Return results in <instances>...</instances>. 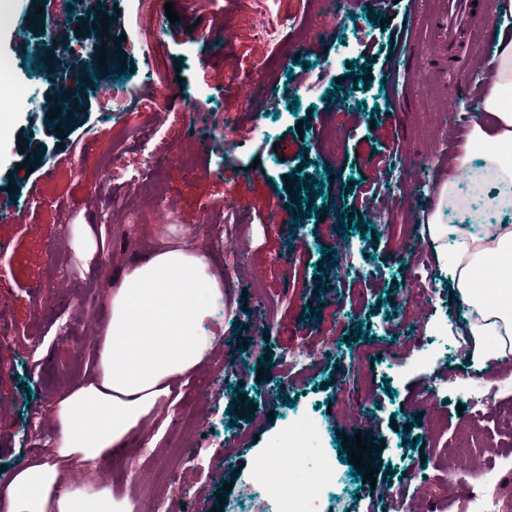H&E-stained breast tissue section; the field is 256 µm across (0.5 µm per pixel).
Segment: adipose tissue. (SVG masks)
Segmentation results:
<instances>
[{
	"instance_id": "ef3b65f1",
	"label": "adipose tissue",
	"mask_w": 512,
	"mask_h": 512,
	"mask_svg": "<svg viewBox=\"0 0 512 512\" xmlns=\"http://www.w3.org/2000/svg\"><path fill=\"white\" fill-rule=\"evenodd\" d=\"M478 111L494 126L474 122L471 138L484 144L498 205H512V40H500L486 96ZM439 262L452 267L457 301L472 320L473 336H494L485 359L512 351V224L486 225L482 235L447 244V231L428 224ZM209 253L169 241L130 266L109 300V318L95 342L94 368L64 390L50 409L54 435L48 452L0 485V512H134L111 486L65 485L70 465L85 466L123 452L129 437L158 418L176 386L206 359L213 343L202 331L223 283L209 271Z\"/></svg>"
}]
</instances>
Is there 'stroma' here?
Returning <instances> with one entry per match:
<instances>
[{"label": "stroma", "mask_w": 512, "mask_h": 512, "mask_svg": "<svg viewBox=\"0 0 512 512\" xmlns=\"http://www.w3.org/2000/svg\"><path fill=\"white\" fill-rule=\"evenodd\" d=\"M312 0H173L178 21L155 13L131 14L126 0H107L106 49L135 101L114 114L93 93L49 119L20 103L0 115V484L50 437L47 411L56 397L85 375L94 338L109 316L108 296L125 270L168 240H191L210 253V271L242 265L258 271L263 286L239 276L225 286V303L212 307L206 330L215 332L209 358L180 389L165 429L146 422L123 455L76 467L71 483L97 480L120 498L139 502L156 471L171 474L162 491L170 512H228L243 496L256 512H276L274 488L257 485L255 465L278 447L289 424L314 430L303 460L327 471L333 483L322 512H375L383 485L401 496L427 495L444 485L429 454L430 435L419 424L421 401L435 383L446 384L436 428L447 455L460 461L471 427L474 398L493 394L495 410L483 428L492 446L487 462L504 471L502 494L512 500V354L483 363L459 357L464 313L450 273L436 269L434 297L408 285L414 247L428 245L427 222L512 223V210L475 206L473 186L459 188L463 210H438L439 192L470 144L466 119L476 101L458 92L472 74L485 72L494 47L470 45L476 65L445 61L435 18L443 0H366L365 5L312 9ZM13 20L0 32V58L17 60L13 83L34 73L42 95L55 93L61 68L86 70V53L43 47L31 54L35 29L28 20L39 0H0ZM329 36L316 41L315 28ZM295 49L297 60H281ZM197 92L198 111L217 116L196 125L179 97ZM157 114L164 133L143 143L139 132ZM62 134H55V127ZM288 153L278 152L281 143ZM168 157L165 181L174 210L158 217L147 200L153 156ZM42 165L36 183L24 180L26 157ZM134 172L115 180L111 163ZM323 183L324 200L310 214L299 191ZM234 194L237 207L224 208ZM138 212L130 221L126 209ZM348 211L341 219L340 211ZM411 227L413 248L398 247L386 228ZM252 242L248 252L226 248L229 237ZM348 243V278L334 259ZM54 249L57 271L46 263ZM47 306L37 311L32 296ZM272 335L256 340L258 321ZM322 349L306 369L288 368L299 348ZM244 364L249 384L224 390V364ZM373 376L376 391L356 424L338 413L337 381L352 365ZM287 367V379L277 371ZM199 421L210 450L170 465L167 448L183 419ZM157 435L152 453L141 436ZM358 440L373 451L376 488L360 487L339 460L337 442ZM232 458H225V447ZM139 460V480L128 479L124 460Z\"/></svg>", "instance_id": "35a3bbf8"}]
</instances>
